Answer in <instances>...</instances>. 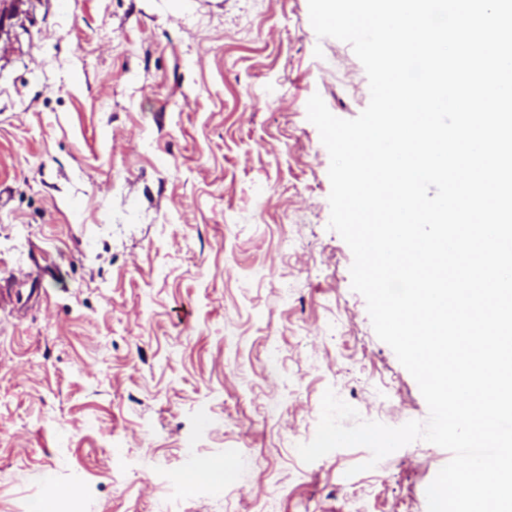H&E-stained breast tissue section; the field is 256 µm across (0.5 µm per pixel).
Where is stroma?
<instances>
[{"mask_svg":"<svg viewBox=\"0 0 512 512\" xmlns=\"http://www.w3.org/2000/svg\"><path fill=\"white\" fill-rule=\"evenodd\" d=\"M0 53V512H427L449 452L304 463L326 389L428 417L328 227L308 0H36Z\"/></svg>","mask_w":512,"mask_h":512,"instance_id":"stroma-1","label":"stroma"}]
</instances>
